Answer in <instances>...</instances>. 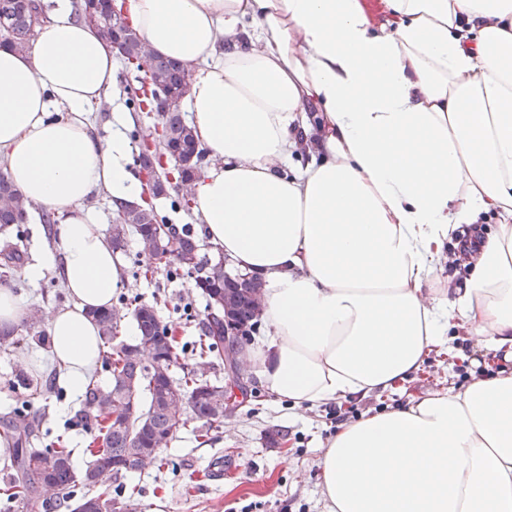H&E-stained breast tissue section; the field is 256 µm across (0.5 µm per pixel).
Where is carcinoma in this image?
Returning a JSON list of instances; mask_svg holds the SVG:
<instances>
[{
  "instance_id": "1",
  "label": "carcinoma",
  "mask_w": 512,
  "mask_h": 512,
  "mask_svg": "<svg viewBox=\"0 0 512 512\" xmlns=\"http://www.w3.org/2000/svg\"><path fill=\"white\" fill-rule=\"evenodd\" d=\"M78 11L79 18L103 40L117 44L125 66L142 73L129 105L136 112L158 111V122L143 135L137 157L151 201L117 211L112 243L120 248L126 232H134L146 260L140 268L144 275L161 266L195 274L196 288L206 300L204 343L199 370L177 382L170 367L177 360L180 342L157 318L153 305L134 302L131 314L136 340L116 345L112 341L118 334V313L112 309L90 311L103 344L112 347L105 356L109 383L86 390L88 419L94 429L93 440L99 445L90 448V461L78 470L68 449L34 447L40 422L28 409L18 411L5 425L14 444V473L8 492L25 512H39L45 496L66 504L70 512H84L81 506L95 499L100 505L90 512H131L132 496L112 490L108 483L117 479L113 468L136 473L158 462V442L187 423L173 399L176 390L190 395L192 418L208 426L224 419V403L234 398L233 385L211 383L204 378V370L224 363V326L239 330L243 337L256 329L261 315L256 294L264 288L256 276L231 277L224 272V262L204 259L195 237L165 223L154 205V199L166 194L167 184L191 185L201 171L204 154L189 124L178 107L164 106L186 95L188 69L175 58L148 54L127 18L112 12L111 0H80ZM43 14V6L36 0H0V41L28 52ZM26 207L20 190L0 172V231L25 223Z\"/></svg>"
}]
</instances>
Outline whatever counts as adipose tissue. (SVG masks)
<instances>
[{
	"label": "adipose tissue",
	"instance_id": "obj_1",
	"mask_svg": "<svg viewBox=\"0 0 512 512\" xmlns=\"http://www.w3.org/2000/svg\"><path fill=\"white\" fill-rule=\"evenodd\" d=\"M33 48L0 47V168L61 220L25 267L58 273L49 361L72 397L105 354L89 309L121 261L97 214L140 202L115 52L49 0ZM117 0L149 52L190 72L206 153L192 185L203 233L265 283L269 333L246 358L260 387L313 408L384 390L448 344L512 360V0ZM112 99L105 134L87 114ZM318 156L284 166L301 140ZM440 280L454 231L479 219ZM327 512H512V371L341 424L319 461Z\"/></svg>",
	"mask_w": 512,
	"mask_h": 512
}]
</instances>
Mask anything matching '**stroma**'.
Wrapping results in <instances>:
<instances>
[{
	"mask_svg": "<svg viewBox=\"0 0 512 512\" xmlns=\"http://www.w3.org/2000/svg\"><path fill=\"white\" fill-rule=\"evenodd\" d=\"M177 197V188H169L156 201L158 212L168 223L200 238L202 255L218 261L219 252L203 241L197 218L177 206ZM118 254L122 285L112 296L113 307L125 311L135 298L154 306L161 322L176 331L184 346L171 368L173 378L181 379L196 362L195 345L206 315V300L195 286L194 275L162 268L152 277L139 276L143 258L131 233ZM9 282L26 308L56 310L71 303L59 275L49 274L31 284L17 267L11 270ZM37 348L28 338L0 346V426L12 419L30 388H37L39 396L30 414L41 422L38 447L65 444L75 466L83 467L93 436L82 419L84 403L71 399L54 370L39 371L22 362L23 353ZM460 364L452 353L429 356L423 368L399 388L368 395L354 405L360 414L368 415L433 389L458 388ZM246 387V399L225 411L222 422L206 429L201 421L188 420L163 449L161 467L126 476V483L141 489L133 512H325L317 462L336 431L330 419L335 404L292 407L288 401L273 400L253 376Z\"/></svg>",
	"mask_w": 512,
	"mask_h": 512,
	"instance_id": "stroma-1",
	"label": "stroma"
}]
</instances>
